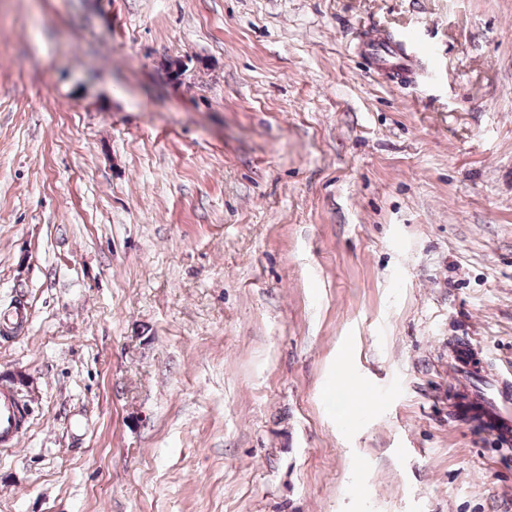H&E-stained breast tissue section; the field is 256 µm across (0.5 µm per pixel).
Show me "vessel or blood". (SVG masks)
Here are the masks:
<instances>
[{
  "mask_svg": "<svg viewBox=\"0 0 512 512\" xmlns=\"http://www.w3.org/2000/svg\"><path fill=\"white\" fill-rule=\"evenodd\" d=\"M369 62L375 69L391 72L397 79H410L416 69V59L404 43L379 33L365 38ZM456 359L455 381L468 396L474 413L479 415L485 431L501 444L512 443V378L490 376L477 363L473 344L461 341L453 345ZM16 410L11 397L0 395V442L16 440Z\"/></svg>",
  "mask_w": 512,
  "mask_h": 512,
  "instance_id": "vessel-or-blood-1",
  "label": "vessel or blood"
}]
</instances>
